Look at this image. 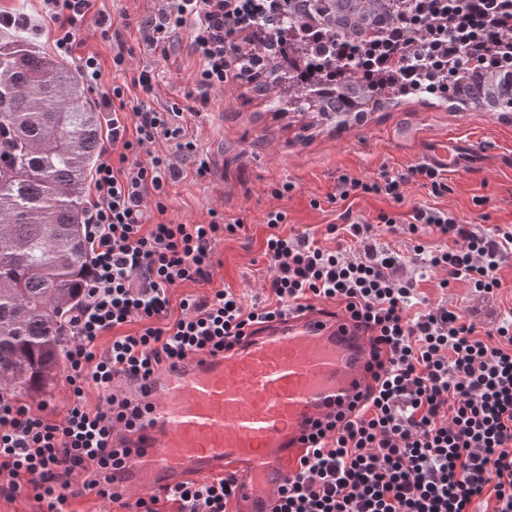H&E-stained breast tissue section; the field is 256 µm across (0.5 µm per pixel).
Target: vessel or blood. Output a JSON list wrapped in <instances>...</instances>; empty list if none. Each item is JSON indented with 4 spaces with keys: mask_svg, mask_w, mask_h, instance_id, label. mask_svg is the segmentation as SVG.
I'll return each instance as SVG.
<instances>
[{
    "mask_svg": "<svg viewBox=\"0 0 512 512\" xmlns=\"http://www.w3.org/2000/svg\"><path fill=\"white\" fill-rule=\"evenodd\" d=\"M459 154L438 144L430 159L448 169ZM368 354L366 331L318 304L163 371L149 385L141 428L115 441L130 451L124 488L173 489L232 472L237 512H272L314 424L364 391Z\"/></svg>",
    "mask_w": 512,
    "mask_h": 512,
    "instance_id": "vessel-or-blood-1",
    "label": "vessel or blood"
}]
</instances>
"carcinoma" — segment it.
Here are the masks:
<instances>
[{"instance_id": "obj_1", "label": "carcinoma", "mask_w": 512, "mask_h": 512, "mask_svg": "<svg viewBox=\"0 0 512 512\" xmlns=\"http://www.w3.org/2000/svg\"><path fill=\"white\" fill-rule=\"evenodd\" d=\"M474 63L447 72L426 61L406 28L418 0H286L253 22L277 53L244 70L268 74L292 112L323 116L374 112L399 97L448 86L459 112H512V55L498 38L512 32V0H474ZM461 32L455 6L437 19ZM103 151L98 112L79 72L20 30L0 33V384L30 397L53 384L85 297L91 257L85 240V187Z\"/></svg>"}]
</instances>
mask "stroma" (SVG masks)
I'll use <instances>...</instances> for the list:
<instances>
[{"label":"stroma","instance_id":"1","mask_svg":"<svg viewBox=\"0 0 512 512\" xmlns=\"http://www.w3.org/2000/svg\"><path fill=\"white\" fill-rule=\"evenodd\" d=\"M97 6L114 19L112 39L102 41L90 23L82 38L84 50L98 53L103 62V82H122L112 68V54L118 44L132 46L128 71L146 67L155 75L147 103L157 109L179 104L187 136L212 165L211 176L201 179L192 159L184 158L174 143L152 145V152L170 156L182 170L180 179L166 184V220L202 222L214 208L226 221L238 219L244 225L240 234L217 243L218 263L210 283L172 287V304L221 288L237 292L248 306L263 298L269 234L265 216L275 208L286 214L283 232L305 231L323 245L328 242L327 225L340 223L348 209L369 220L382 211L406 219L414 207L425 205L450 210L481 230L512 224V112H457L437 99L411 98L361 116L326 118L276 110L274 92L259 93L249 85L211 89L202 106L192 95L191 75L198 59L192 53L191 26H184L161 53L147 47L139 29L144 17L156 13L159 0H98ZM444 138L476 144L480 150L460 169L444 172L442 194L410 184L399 204L375 194L337 198L341 175L369 180L385 169L404 171L423 163L433 141ZM284 182L293 184V191L274 198L272 188ZM315 199L320 202L316 208L311 205ZM405 272L419 277L420 296L429 306L458 310L478 329L494 327L512 311V257L499 268L500 289L489 295L474 293L463 281L439 288L440 272L425 273L410 262Z\"/></svg>","mask_w":512,"mask_h":512}]
</instances>
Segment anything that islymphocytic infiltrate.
I'll use <instances>...</instances> for the list:
<instances>
[{
	"label": "lymphocytic infiltrate",
	"instance_id": "obj_1",
	"mask_svg": "<svg viewBox=\"0 0 512 512\" xmlns=\"http://www.w3.org/2000/svg\"><path fill=\"white\" fill-rule=\"evenodd\" d=\"M57 49L75 59L107 114L106 140L116 159L97 168L86 206L85 231L91 265L83 307L73 319L64 351L69 397L62 413H47L0 394V496L32 491L44 512H66L72 477L82 492L116 503L123 494L118 471L127 449L113 445L116 430L136 431L151 404L115 393L127 379L149 383L196 353L216 354L248 329L287 313L335 303L369 334V382L364 393L312 438L275 496L274 512H474L482 500L492 512H512V314L492 329L478 330L459 311L440 305L419 309L413 278L402 276L401 251L381 247L379 233L407 243L426 267L446 271L440 282L468 283L474 292L499 289L496 272L512 255V225L479 231L451 212L414 207L408 221L380 212L375 221L347 217L326 228L348 248L321 246L309 233L283 234L285 215L266 214L268 296L244 307L232 291L219 289L181 299L170 310L169 290L184 282H209L215 244L233 236L241 222L209 209L208 221H161L167 180L181 171L165 155L131 162V155L164 139L184 153L181 108L129 107L128 93L154 90L144 69L129 82L105 86L96 54L80 53L85 21L102 40L112 38V20L96 0H42ZM264 0H166L141 26L149 47L172 41L193 23L191 46L200 65L193 74L199 99L210 89L245 81L239 61L269 57L256 39L240 40ZM439 193L438 170L419 164L367 181L339 178V197L383 194L399 203L407 184ZM434 234L449 248L426 252L420 238ZM137 324L136 332L124 326ZM111 335L106 352L96 341ZM98 405L89 406L88 391ZM236 478L227 474L184 485L128 504V512H229Z\"/></svg>",
	"mask_w": 512,
	"mask_h": 512
}]
</instances>
